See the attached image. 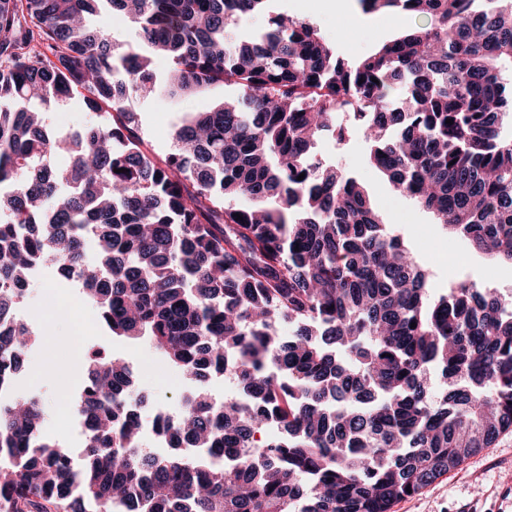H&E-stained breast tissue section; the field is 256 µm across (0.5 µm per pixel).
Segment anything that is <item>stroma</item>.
<instances>
[{
  "label": "stroma",
  "instance_id": "stroma-1",
  "mask_svg": "<svg viewBox=\"0 0 512 512\" xmlns=\"http://www.w3.org/2000/svg\"><path fill=\"white\" fill-rule=\"evenodd\" d=\"M271 13H286L311 23L349 60L370 53L379 43L397 37L419 22L418 17L408 13L398 19L389 12L364 14L360 17V30L353 31L343 24L336 11V0H270L267 15L235 20L230 30L239 36L257 31L265 26ZM232 93V88L220 85L196 96L170 98L162 94L139 102L137 111L148 150L156 158H164L172 150L173 127L184 113L209 110ZM336 121L350 127L349 136L341 143L332 136H323L317 153L327 163L359 179L385 222L426 263L431 287L440 291L447 288L449 281L466 277L504 299H512V267L476 252L462 238L447 232L432 213L413 200L394 194L387 178L369 163L367 143L358 130L351 128L350 118L342 114ZM66 286V281L52 272L43 281L29 284L24 294L20 311L36 327L38 338L24 356L18 392L43 403L48 416L45 435L68 447L73 442V433L57 428L52 419L59 411L61 396L75 397L81 389L84 369L73 366L64 376L51 370L54 362L65 358L72 331L79 323L75 316L59 317L52 312L56 292ZM91 346L133 362L136 388L148 390L152 400L170 411H178L185 394L194 387L193 382L163 360L147 339L115 340L98 330ZM511 506L509 431L420 493L396 502L391 512H507Z\"/></svg>",
  "mask_w": 512,
  "mask_h": 512
}]
</instances>
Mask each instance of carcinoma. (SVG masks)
Instances as JSON below:
<instances>
[{
	"label": "carcinoma",
	"mask_w": 512,
	"mask_h": 512,
	"mask_svg": "<svg viewBox=\"0 0 512 512\" xmlns=\"http://www.w3.org/2000/svg\"><path fill=\"white\" fill-rule=\"evenodd\" d=\"M358 2L426 23L349 62L286 13L228 33L268 0H0V317L50 258L112 336L240 386L184 397L163 430L194 452L155 454L133 369L87 350L82 466L43 434L39 399L0 406L8 512H390L512 430V300L465 279L430 293L358 179L314 154L352 113L396 193L512 266V0ZM100 3L136 43L88 26ZM159 59L171 96L235 87L160 160L136 113ZM74 98L104 122L60 137L43 106ZM33 339L0 332V380Z\"/></svg>",
	"instance_id": "1"
}]
</instances>
